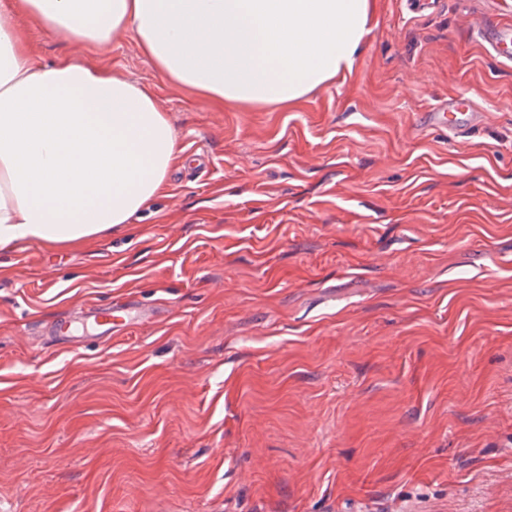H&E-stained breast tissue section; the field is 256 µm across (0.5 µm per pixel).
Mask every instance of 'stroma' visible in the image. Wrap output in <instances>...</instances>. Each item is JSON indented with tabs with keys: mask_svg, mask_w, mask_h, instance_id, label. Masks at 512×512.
Instances as JSON below:
<instances>
[{
	"mask_svg": "<svg viewBox=\"0 0 512 512\" xmlns=\"http://www.w3.org/2000/svg\"><path fill=\"white\" fill-rule=\"evenodd\" d=\"M512 0H377L350 74L214 106L129 37L169 187L79 245L0 252V512H512ZM449 98L480 126H425ZM156 320L47 334L90 304Z\"/></svg>",
	"mask_w": 512,
	"mask_h": 512,
	"instance_id": "stroma-1",
	"label": "stroma"
}]
</instances>
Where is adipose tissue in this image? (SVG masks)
I'll use <instances>...</instances> for the list:
<instances>
[{"label": "adipose tissue", "instance_id": "1", "mask_svg": "<svg viewBox=\"0 0 512 512\" xmlns=\"http://www.w3.org/2000/svg\"><path fill=\"white\" fill-rule=\"evenodd\" d=\"M376 0H0V251L131 223L182 161L156 89L65 54L19 17L103 46L130 35L163 78L219 104H294L352 71Z\"/></svg>", "mask_w": 512, "mask_h": 512}]
</instances>
